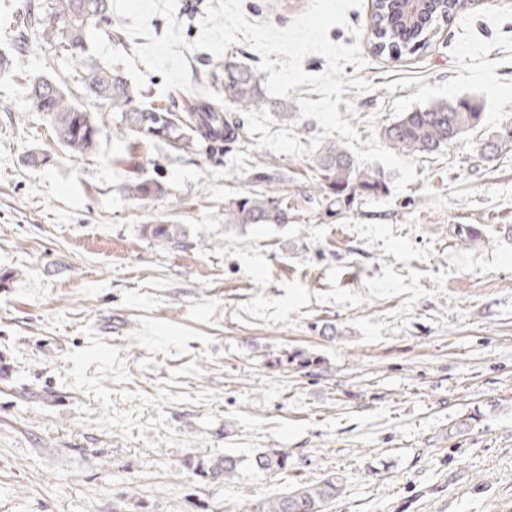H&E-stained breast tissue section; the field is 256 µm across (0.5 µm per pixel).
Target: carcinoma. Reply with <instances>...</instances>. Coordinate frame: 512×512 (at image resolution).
I'll return each mask as SVG.
<instances>
[{
    "instance_id": "carcinoma-1",
    "label": "carcinoma",
    "mask_w": 512,
    "mask_h": 512,
    "mask_svg": "<svg viewBox=\"0 0 512 512\" xmlns=\"http://www.w3.org/2000/svg\"><path fill=\"white\" fill-rule=\"evenodd\" d=\"M468 0H433L413 20L406 18L401 0H374L370 24L371 50L377 55L400 58L426 48L434 35L463 12ZM97 29L121 41L119 27L112 22V0H27L24 14L16 22L13 49L27 53L46 48L61 56L78 76L83 93L116 115L112 133L133 141V146L150 149L164 145L174 155L203 150L213 155L246 146L244 122L224 112V103L238 112L266 106L261 78L255 68L238 60L218 63L195 73V83L208 88L203 96L181 106L171 100L155 105L145 101L142 89L128 81L117 68L90 58L86 38ZM24 94L41 105L43 120L58 145L71 156L92 153L104 129L93 113L84 109L57 80L43 74L23 79ZM479 104L459 99L438 102L403 112L382 129V137L394 150L408 154H432L480 124ZM316 182L309 199H317L332 218L358 198L387 192L384 173L361 166L338 144L326 146L314 160ZM252 191L224 202V223L242 227L288 224L293 219L288 205V172L257 168L251 173ZM127 196L146 202L166 193L152 179L134 177L124 186ZM160 242H174L185 234L181 224L161 219L147 227ZM254 466L261 471H288L290 452L274 448L257 454ZM186 468L197 477L226 479L238 468V459L188 460ZM341 491L334 474L314 485L298 484L278 496L260 502L250 512H325Z\"/></svg>"
}]
</instances>
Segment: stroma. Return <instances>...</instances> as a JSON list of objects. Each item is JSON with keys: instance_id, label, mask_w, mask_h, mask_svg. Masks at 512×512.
<instances>
[{"instance_id": "obj_1", "label": "stroma", "mask_w": 512, "mask_h": 512, "mask_svg": "<svg viewBox=\"0 0 512 512\" xmlns=\"http://www.w3.org/2000/svg\"><path fill=\"white\" fill-rule=\"evenodd\" d=\"M26 0H0V512H244L329 473L343 491L326 512H512V150L481 149L512 129V0H474L430 47L375 55L371 0L332 42L360 44L367 93L339 113L361 140L400 113L470 98L480 125L416 159L406 191L325 218L306 191L310 157L257 148L213 157L131 153L107 136L72 157L32 111L21 79L69 82L45 51L17 55L5 22ZM310 0H242L251 22L284 28ZM88 52L162 100L135 42L91 31ZM276 98L303 146L320 134L298 99ZM48 155L31 167V149ZM287 168L292 223L241 228L224 201L251 191L254 166ZM168 192L146 204L131 176ZM187 229L173 243L147 224ZM475 225L477 243L456 228ZM296 350L314 373L289 365ZM288 449V472L255 456ZM235 456L228 480L191 458Z\"/></svg>"}]
</instances>
